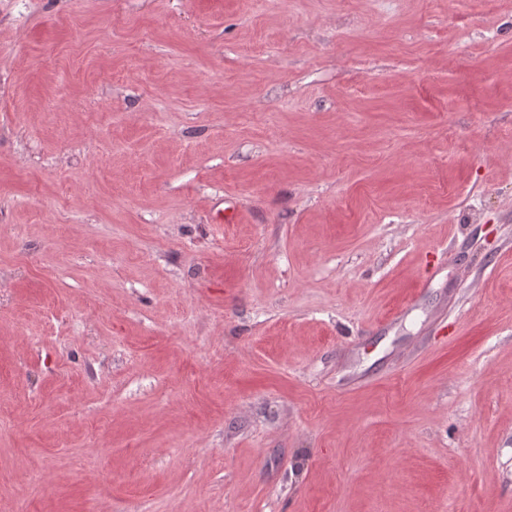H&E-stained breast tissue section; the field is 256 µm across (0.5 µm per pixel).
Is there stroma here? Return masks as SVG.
Listing matches in <instances>:
<instances>
[{"mask_svg":"<svg viewBox=\"0 0 512 512\" xmlns=\"http://www.w3.org/2000/svg\"><path fill=\"white\" fill-rule=\"evenodd\" d=\"M0 512H512V0H0Z\"/></svg>","mask_w":512,"mask_h":512,"instance_id":"35a3bbf8","label":"stroma"}]
</instances>
